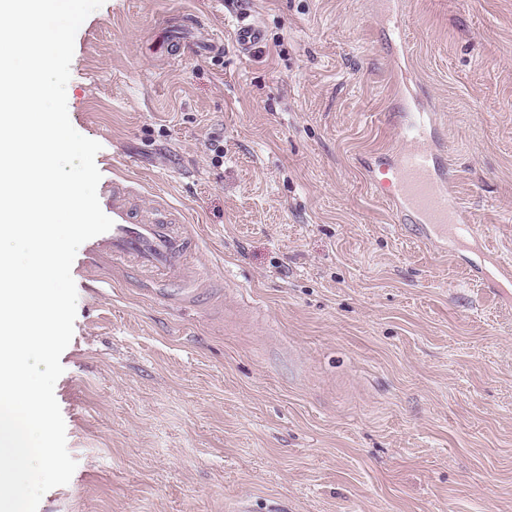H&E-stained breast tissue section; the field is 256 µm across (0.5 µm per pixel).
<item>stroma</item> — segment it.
Wrapping results in <instances>:
<instances>
[{
	"label": "stroma",
	"mask_w": 512,
	"mask_h": 512,
	"mask_svg": "<svg viewBox=\"0 0 512 512\" xmlns=\"http://www.w3.org/2000/svg\"><path fill=\"white\" fill-rule=\"evenodd\" d=\"M381 2L104 0L83 22L70 122L134 206L173 207L202 293L108 257L74 273L54 393L77 467L38 512H512V305L477 242L435 252L367 176L407 142L409 77L512 261V0H399L403 48ZM184 13L220 50L169 55ZM263 38L262 28L255 22L242 20L235 33L239 52L248 54Z\"/></svg>",
	"instance_id": "stroma-1"
}]
</instances>
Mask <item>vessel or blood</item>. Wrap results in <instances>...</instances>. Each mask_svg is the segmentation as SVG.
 Masks as SVG:
<instances>
[{
    "instance_id": "vessel-or-blood-1",
    "label": "vessel or blood",
    "mask_w": 512,
    "mask_h": 512,
    "mask_svg": "<svg viewBox=\"0 0 512 512\" xmlns=\"http://www.w3.org/2000/svg\"><path fill=\"white\" fill-rule=\"evenodd\" d=\"M263 38L261 27L244 21L238 26L235 40L239 52L249 53ZM210 53L219 44L208 35H198L196 27H175L169 36L171 51L186 46ZM399 124L412 134V143L398 153L387 166L373 169L370 184L375 192L390 200L397 211L416 224L418 234L436 247L447 248L460 239H479L466 210L455 197L454 176L442 164L445 144L428 143V130L437 124L436 116L419 108L411 97H403L398 114ZM98 199L102 211L112 219V228L86 242L85 258L110 256L171 274L183 295H193L200 281L191 271L186 258L192 240L173 224L169 206L159 202L150 216L136 215L130 203L134 187L121 175L110 174L99 182ZM488 287L503 300L512 299V264L495 260L494 272L486 276Z\"/></svg>"
}]
</instances>
